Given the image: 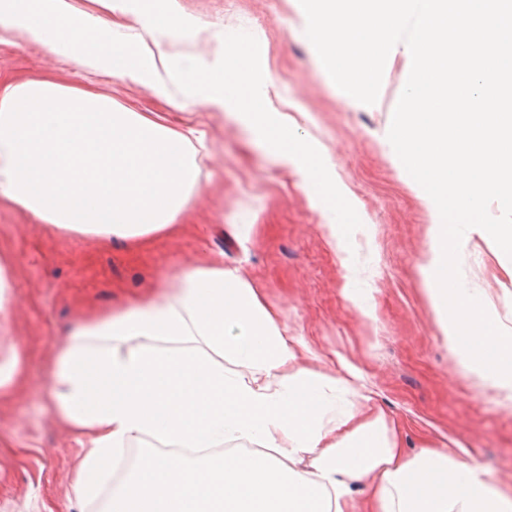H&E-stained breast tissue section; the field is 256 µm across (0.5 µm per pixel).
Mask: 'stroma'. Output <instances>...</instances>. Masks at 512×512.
Segmentation results:
<instances>
[{
	"label": "stroma",
	"mask_w": 512,
	"mask_h": 512,
	"mask_svg": "<svg viewBox=\"0 0 512 512\" xmlns=\"http://www.w3.org/2000/svg\"><path fill=\"white\" fill-rule=\"evenodd\" d=\"M112 25L115 41L161 49L168 98L144 85L83 70L68 56L0 37V75L91 87L134 112H156L203 131L199 190L175 236L102 245L51 230L0 204V257L13 269L15 316L0 350L21 338V376L0 402V512H97L69 498L83 454L76 436L45 410L54 349L85 312H106L183 266L218 262L252 278L263 298L312 352L306 364L353 370L359 392L384 415L406 451L431 446L467 453L512 493V401L470 373L434 314L422 272L432 216L387 142L408 78L402 54L386 62L375 104L348 98L321 70L298 0H170L191 30L162 36L141 12L72 0ZM241 44L269 110L294 121L320 150L342 189L334 209L313 206L299 174L280 166L233 108L187 95L185 59L207 69L224 44ZM462 285L512 330V275L494 244L469 234L460 249Z\"/></svg>",
	"instance_id": "obj_1"
}]
</instances>
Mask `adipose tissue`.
I'll list each match as a JSON object with an SVG mask.
<instances>
[{
	"instance_id": "ef3b65f1",
	"label": "adipose tissue",
	"mask_w": 512,
	"mask_h": 512,
	"mask_svg": "<svg viewBox=\"0 0 512 512\" xmlns=\"http://www.w3.org/2000/svg\"><path fill=\"white\" fill-rule=\"evenodd\" d=\"M0 22L79 66L164 96L152 53L115 45L70 0H0ZM239 44L205 78L202 101L266 113L239 65ZM264 141L297 170L312 200L336 194L296 129L268 121ZM203 134L115 106L93 90L0 79V203L79 239L142 243L178 228L196 191ZM291 335L240 271L200 263L164 275L129 305L80 318L57 344L48 408L82 436L70 485L100 512H512L473 458L406 453L382 416L337 412L348 379L304 365ZM251 451L211 456L227 442ZM154 444L116 490L112 470Z\"/></svg>"
}]
</instances>
